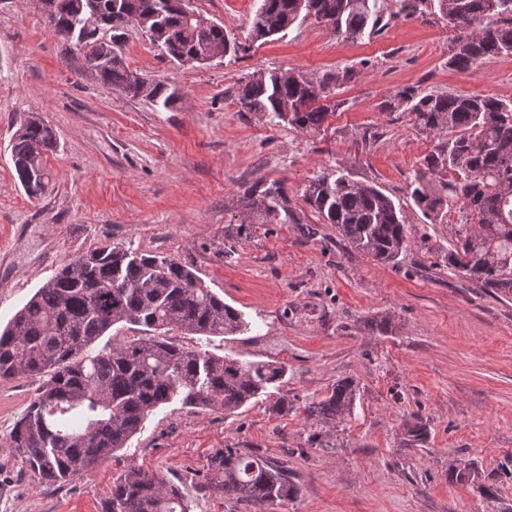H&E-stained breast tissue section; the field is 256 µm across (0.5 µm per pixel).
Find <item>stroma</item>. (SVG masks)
<instances>
[{
	"label": "stroma",
	"mask_w": 512,
	"mask_h": 512,
	"mask_svg": "<svg viewBox=\"0 0 512 512\" xmlns=\"http://www.w3.org/2000/svg\"><path fill=\"white\" fill-rule=\"evenodd\" d=\"M239 43L204 64L169 62L138 27L117 50L130 70L176 87L164 110L83 73L73 42L52 33L35 0H0V326L74 256L102 244L164 252L194 265L249 330L179 335L180 343L243 362L287 366L276 396L232 412L172 402L82 477L41 484L20 469L8 434L42 384L0 382V512H100L126 469L177 485L189 512H255L253 504L202 490V466L219 448L284 465L298 485L288 512H512V297L480 288L411 250L396 266L350 246L306 204L309 181L339 170L399 201L407 223L425 218L409 186L432 137L389 104L419 87L443 95L512 98V55L464 71L448 66L456 33L434 15L385 13L379 32L350 41L314 18L276 40L255 41L259 0H194ZM296 69L312 80L348 71L336 108L316 131L275 126L242 109L240 81ZM55 128L53 179L25 195L9 144L23 115ZM281 182L294 224H264L238 205L244 188ZM246 225L232 255L225 230ZM349 377L360 393L329 429L306 409ZM428 427L401 443L406 421ZM471 466L478 482L456 481Z\"/></svg>",
	"instance_id": "35a3bbf8"
}]
</instances>
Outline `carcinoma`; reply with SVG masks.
<instances>
[{
    "label": "carcinoma",
    "instance_id": "1",
    "mask_svg": "<svg viewBox=\"0 0 512 512\" xmlns=\"http://www.w3.org/2000/svg\"><path fill=\"white\" fill-rule=\"evenodd\" d=\"M47 26L75 28L73 40L83 70L128 96H145L168 109L178 91L149 85L129 70L112 45L121 39L124 17L134 18L151 42L179 65L208 62L217 48L238 45L224 27L183 9L182 0H98L104 43L77 23L76 0H57ZM407 18L439 15L461 32L448 67L467 70L486 59L512 55V0H395ZM387 0H260L251 29L255 41L280 35L298 19L313 17L337 34L359 39L375 33ZM347 79L328 72L317 83L300 71L254 72L238 87L240 104L270 122L312 131L336 104L321 103ZM397 109L434 139L433 151L410 183V197L433 224L450 223L449 246L435 247L426 225L406 222L401 204L381 189L336 171L322 173L304 190L307 204L336 226L338 236L374 260L396 265L412 248L432 254L437 265L481 288L512 296V98L444 96L418 88L398 95ZM55 130L30 114L10 142L11 160L28 198L40 200L52 180L46 154L55 151ZM267 224H295L288 193L279 183L254 184L240 196ZM126 323L144 336L112 339ZM246 327L242 314L224 302L186 261L105 245L69 260L0 329V380L45 378L9 433L23 469L45 484H65L112 456L141 429L147 415L175 400L201 410L233 412L267 392L287 372L282 364L240 362L184 346L168 332L230 336ZM359 388L342 378L308 408L324 425L351 412ZM427 437L424 423L405 424L402 443ZM207 488L251 502L260 512H282L297 498L288 469L237 448H221L203 465ZM101 512H188L179 490L163 477L130 468L112 481Z\"/></svg>",
    "mask_w": 512,
    "mask_h": 512
}]
</instances>
